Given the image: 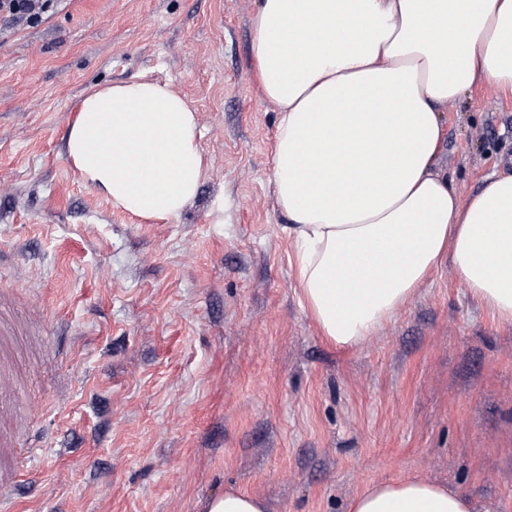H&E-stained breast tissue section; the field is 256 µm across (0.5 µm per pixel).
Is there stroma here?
I'll list each match as a JSON object with an SVG mask.
<instances>
[{"label": "stroma", "instance_id": "obj_1", "mask_svg": "<svg viewBox=\"0 0 512 512\" xmlns=\"http://www.w3.org/2000/svg\"><path fill=\"white\" fill-rule=\"evenodd\" d=\"M258 4L63 0L34 27L0 20V289L23 371L0 420L29 448L0 457L10 512H205L231 488L268 512H348L413 475L512 512V325L447 264L354 348L306 309L270 183ZM142 76L196 109L208 160L162 220L113 207L65 154L85 93ZM442 118L460 200L512 171L511 93L474 84Z\"/></svg>", "mask_w": 512, "mask_h": 512}]
</instances>
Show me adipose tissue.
<instances>
[{"label":"adipose tissue","mask_w":512,"mask_h":512,"mask_svg":"<svg viewBox=\"0 0 512 512\" xmlns=\"http://www.w3.org/2000/svg\"><path fill=\"white\" fill-rule=\"evenodd\" d=\"M252 55L277 108L273 185L321 333L353 347L440 264L512 323V172L460 202L436 165L441 108L474 83L512 92V0H260ZM114 206L175 217L206 167L197 114L146 78L85 95L65 143ZM348 512H476L428 479L373 484Z\"/></svg>","instance_id":"obj_1"}]
</instances>
